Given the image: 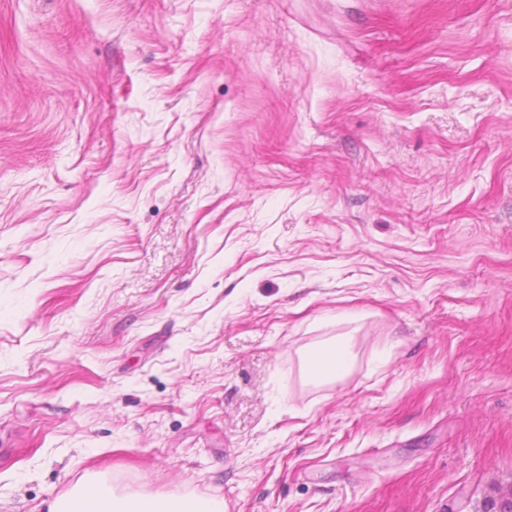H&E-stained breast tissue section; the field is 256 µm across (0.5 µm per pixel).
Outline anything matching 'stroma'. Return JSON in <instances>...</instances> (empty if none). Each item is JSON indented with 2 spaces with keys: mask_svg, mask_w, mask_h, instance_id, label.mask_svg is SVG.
Returning a JSON list of instances; mask_svg holds the SVG:
<instances>
[{
  "mask_svg": "<svg viewBox=\"0 0 512 512\" xmlns=\"http://www.w3.org/2000/svg\"><path fill=\"white\" fill-rule=\"evenodd\" d=\"M93 481L512 493V0H0V512ZM307 361L312 374L320 382H334L342 379L351 366L350 353L346 344L336 341L313 349L307 355Z\"/></svg>",
  "mask_w": 512,
  "mask_h": 512,
  "instance_id": "1",
  "label": "stroma"
}]
</instances>
